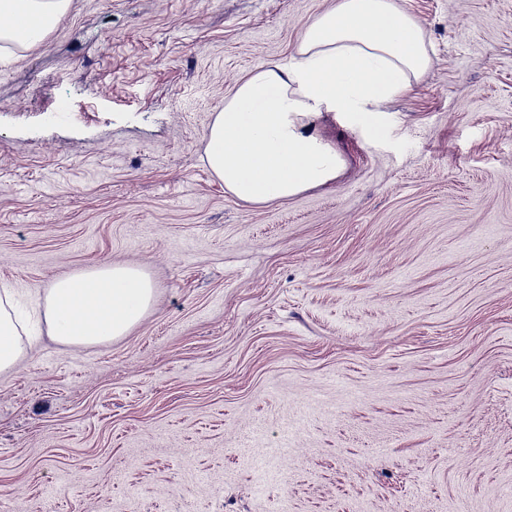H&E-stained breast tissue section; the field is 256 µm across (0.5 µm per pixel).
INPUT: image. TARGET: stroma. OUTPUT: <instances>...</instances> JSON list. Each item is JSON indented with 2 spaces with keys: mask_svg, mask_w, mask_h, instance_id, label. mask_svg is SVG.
I'll return each mask as SVG.
<instances>
[{
  "mask_svg": "<svg viewBox=\"0 0 512 512\" xmlns=\"http://www.w3.org/2000/svg\"><path fill=\"white\" fill-rule=\"evenodd\" d=\"M333 0H72L0 49V283L145 269L128 335L0 379V512H512V0H401L430 70L335 183L202 157Z\"/></svg>",
  "mask_w": 512,
  "mask_h": 512,
  "instance_id": "stroma-1",
  "label": "stroma"
}]
</instances>
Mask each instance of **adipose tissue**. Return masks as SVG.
I'll return each instance as SVG.
<instances>
[{
    "mask_svg": "<svg viewBox=\"0 0 512 512\" xmlns=\"http://www.w3.org/2000/svg\"><path fill=\"white\" fill-rule=\"evenodd\" d=\"M70 0H0V42L42 43ZM432 64L422 23L397 0H334L305 26L288 64L261 62L224 99L206 137L204 160L238 200L265 206L331 184L342 155L315 129L326 114L383 131L386 103ZM154 285L143 269L104 264L53 279L40 318L55 343L90 347L127 336L149 312ZM13 289H0V376L27 359V336Z\"/></svg>",
    "mask_w": 512,
    "mask_h": 512,
    "instance_id": "1",
    "label": "adipose tissue"
}]
</instances>
